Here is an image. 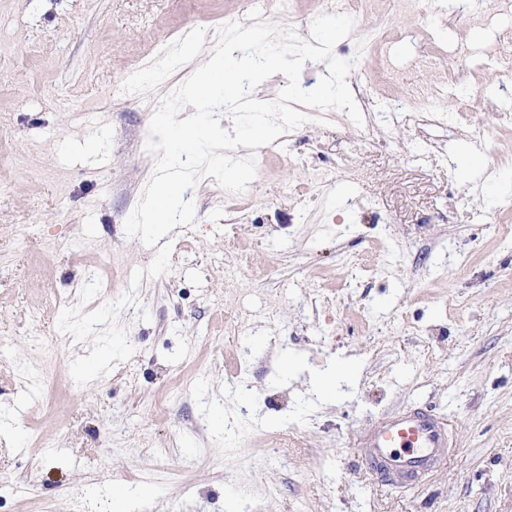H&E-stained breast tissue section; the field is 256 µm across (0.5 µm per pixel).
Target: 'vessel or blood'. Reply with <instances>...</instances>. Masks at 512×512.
Listing matches in <instances>:
<instances>
[{
    "label": "vessel or blood",
    "mask_w": 512,
    "mask_h": 512,
    "mask_svg": "<svg viewBox=\"0 0 512 512\" xmlns=\"http://www.w3.org/2000/svg\"><path fill=\"white\" fill-rule=\"evenodd\" d=\"M449 420L422 405L379 416L356 444L357 461L381 485L411 486L450 461Z\"/></svg>",
    "instance_id": "1"
}]
</instances>
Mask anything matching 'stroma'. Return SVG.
Returning a JSON list of instances; mask_svg holds the SVG:
<instances>
[{
    "label": "stroma",
    "mask_w": 512,
    "mask_h": 512,
    "mask_svg": "<svg viewBox=\"0 0 512 512\" xmlns=\"http://www.w3.org/2000/svg\"><path fill=\"white\" fill-rule=\"evenodd\" d=\"M245 8L0 0V512H112L117 487L129 512H512V131L493 111L512 22L377 0L333 54L360 111L388 99L404 123L365 148L345 111L309 109L275 151L242 148L246 196L201 180L194 226L147 247L124 223L153 112ZM489 42L496 65L443 101L456 122L426 120L417 89ZM412 404L451 419L452 459L371 483L356 440Z\"/></svg>",
    "instance_id": "stroma-1"
}]
</instances>
